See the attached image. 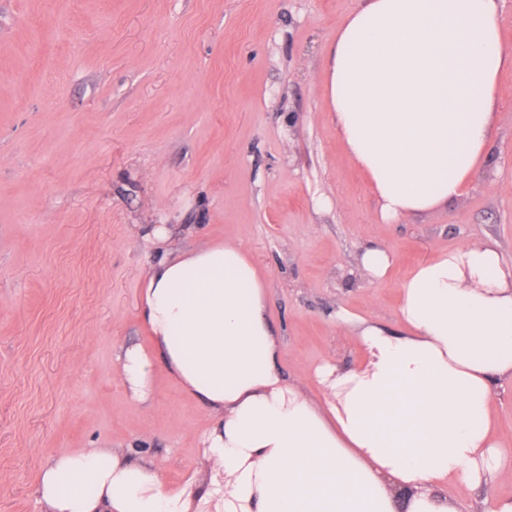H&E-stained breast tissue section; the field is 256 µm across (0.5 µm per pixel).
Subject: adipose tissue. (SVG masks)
Listing matches in <instances>:
<instances>
[{
    "label": "adipose tissue",
    "instance_id": "1",
    "mask_svg": "<svg viewBox=\"0 0 512 512\" xmlns=\"http://www.w3.org/2000/svg\"><path fill=\"white\" fill-rule=\"evenodd\" d=\"M331 118L383 221L461 197L484 168L498 79L512 67L498 0H363L328 49ZM138 317L154 349L119 357L132 398L153 367L213 421L206 487L167 486L158 466L109 448L42 468V512H462L450 487L488 484L506 458L491 415L512 384V259L488 242L419 264L402 285V331L360 323L364 359L326 362L321 401L278 370L265 285L240 243L170 246L154 224Z\"/></svg>",
    "mask_w": 512,
    "mask_h": 512
}]
</instances>
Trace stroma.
Wrapping results in <instances>:
<instances>
[{"label": "stroma", "instance_id": "stroma-1", "mask_svg": "<svg viewBox=\"0 0 512 512\" xmlns=\"http://www.w3.org/2000/svg\"><path fill=\"white\" fill-rule=\"evenodd\" d=\"M361 0H0V512H41L58 451L112 448L204 483L210 418L162 364L149 402L118 373L137 318L144 224L172 246L242 243L279 332L281 375L318 398L323 362L361 357L359 319L398 330L400 285L432 253L494 241L512 257V69L486 168L466 193L380 220L329 118L328 46ZM395 256L385 281L356 257ZM349 323H337L339 314ZM508 463L464 512L512 495V385L494 399ZM392 264L391 253L376 242L364 245L358 255L359 270L370 282L384 280Z\"/></svg>", "mask_w": 512, "mask_h": 512}]
</instances>
